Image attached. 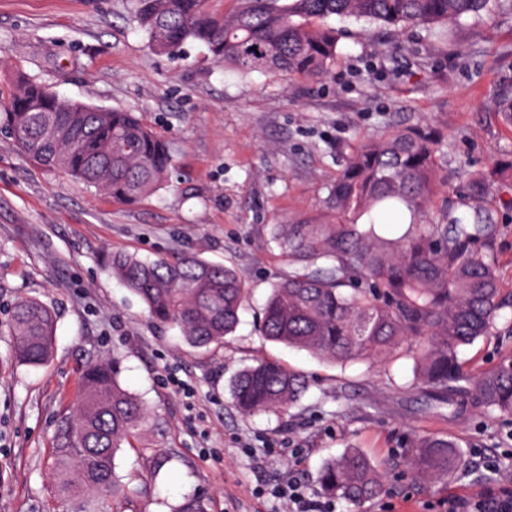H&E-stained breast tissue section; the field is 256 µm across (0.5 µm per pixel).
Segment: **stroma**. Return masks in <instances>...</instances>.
Instances as JSON below:
<instances>
[{
	"label": "stroma",
	"instance_id": "obj_1",
	"mask_svg": "<svg viewBox=\"0 0 512 512\" xmlns=\"http://www.w3.org/2000/svg\"><path fill=\"white\" fill-rule=\"evenodd\" d=\"M329 23L340 39L328 76L285 84L219 66L197 43L156 54L132 0H0V92L18 74L37 78L67 97L139 113L174 151L169 184L128 206L33 166L0 131V512L56 508L48 462L56 418L74 403L83 367L112 358L122 386L158 422L157 449L116 457L121 481L139 489L127 512H169L191 494L207 497L208 512H288L254 495L288 472L280 454L256 468V455L272 445L301 449L299 476L315 500L323 462L364 450L387 492L360 512H438L450 494L491 480L512 484V424L472 405L426 410L404 389L410 359L329 365L258 333L271 288L290 270L265 227L322 206L356 132L419 116L446 129L450 180L434 206L452 200L461 215L468 209L456 171L488 168L512 152L496 110L512 94V0L462 19L445 42L421 29L405 35L335 16ZM407 39L421 60L409 76L401 59L382 54L384 43ZM119 251L151 260L190 251L234 266L250 294L235 333L219 346L189 347L112 277L107 261ZM25 297L56 314L53 356L42 366L18 362L8 336L13 306ZM508 351L512 308L462 357L487 369ZM258 357L309 380L289 414L248 416L234 407V377ZM422 434L458 439L463 465L454 477L429 483L407 471L404 447ZM476 448L498 458L496 473L475 466ZM156 453L164 459L158 468Z\"/></svg>",
	"mask_w": 512,
	"mask_h": 512
}]
</instances>
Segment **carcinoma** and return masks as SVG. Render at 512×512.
I'll list each match as a JSON object with an SVG mask.
<instances>
[{
  "label": "carcinoma",
  "instance_id": "cac0c4a2",
  "mask_svg": "<svg viewBox=\"0 0 512 512\" xmlns=\"http://www.w3.org/2000/svg\"><path fill=\"white\" fill-rule=\"evenodd\" d=\"M135 16L158 53L176 55L189 43L214 62L243 74L287 82L318 81L336 57L331 16L364 19L400 31L440 29L490 8V0H236L214 12L208 0H134ZM0 127L34 164L57 170L114 200L134 205L165 186L172 148L134 112L67 98L20 75L0 103ZM448 134L424 120L393 122L357 139L336 174L324 209L267 226V240L292 271L275 284L259 330L268 341L306 350L331 364L378 365L401 353L412 360L408 389L439 404H473L512 420V354L491 369L464 368L460 348L489 336L501 292L493 253L498 223L485 200L512 190V154L482 171L463 170L469 217L448 207L435 217L436 195L448 184L441 158ZM112 276L144 303L159 324L180 328L185 343H224L239 324L248 289L233 266L183 253L150 260L114 254ZM8 333L17 358L44 365L52 357L56 314L26 298L14 307ZM76 405L58 418L51 443V484L68 512H126L135 489L116 474L117 453L155 448L152 411L119 381L117 365L89 363ZM308 389L300 373L271 360L240 370L232 400L245 415H285ZM456 439L429 434L409 441L408 470L431 482L461 465ZM320 490L359 506L380 496L382 476L359 448L327 459ZM171 512H208L189 495Z\"/></svg>",
  "mask_w": 512,
  "mask_h": 512
}]
</instances>
